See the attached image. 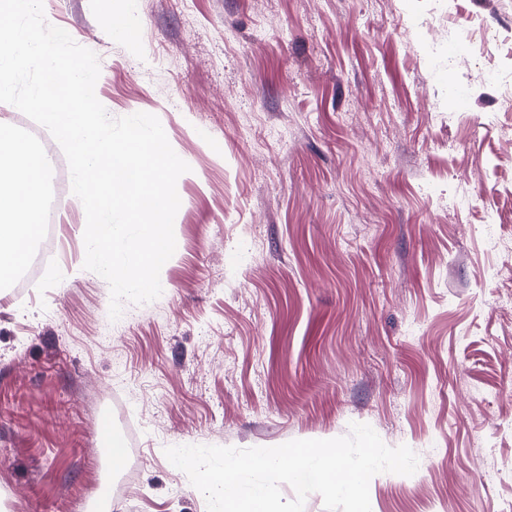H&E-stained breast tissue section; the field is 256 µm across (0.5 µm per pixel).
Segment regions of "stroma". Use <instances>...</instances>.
<instances>
[{
	"label": "stroma",
	"mask_w": 512,
	"mask_h": 512,
	"mask_svg": "<svg viewBox=\"0 0 512 512\" xmlns=\"http://www.w3.org/2000/svg\"><path fill=\"white\" fill-rule=\"evenodd\" d=\"M43 5L97 55L108 114L157 116L190 170L156 300L111 320L74 197L54 256L0 282V512H207L165 448L353 422L419 460L371 479V512H512L489 478L512 462V112L482 80L512 79V44L469 39L512 0ZM109 434L139 459L124 498Z\"/></svg>",
	"instance_id": "1"
}]
</instances>
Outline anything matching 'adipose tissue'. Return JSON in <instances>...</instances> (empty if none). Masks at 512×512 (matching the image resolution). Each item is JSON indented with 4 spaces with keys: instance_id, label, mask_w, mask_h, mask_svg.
<instances>
[{
    "instance_id": "adipose-tissue-1",
    "label": "adipose tissue",
    "mask_w": 512,
    "mask_h": 512,
    "mask_svg": "<svg viewBox=\"0 0 512 512\" xmlns=\"http://www.w3.org/2000/svg\"><path fill=\"white\" fill-rule=\"evenodd\" d=\"M42 164L28 142L0 127V277L27 255L40 223Z\"/></svg>"
}]
</instances>
